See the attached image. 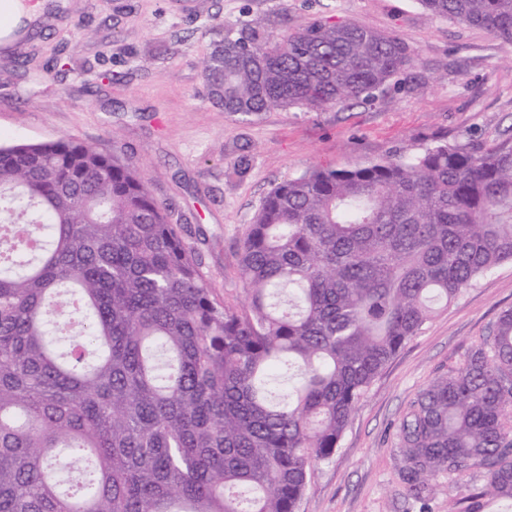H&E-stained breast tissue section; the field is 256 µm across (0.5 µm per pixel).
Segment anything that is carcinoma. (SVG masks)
<instances>
[{"instance_id":"cac0c4a2","label":"carcinoma","mask_w":512,"mask_h":512,"mask_svg":"<svg viewBox=\"0 0 512 512\" xmlns=\"http://www.w3.org/2000/svg\"><path fill=\"white\" fill-rule=\"evenodd\" d=\"M512 40V0H418ZM413 61L394 34L323 18L216 43L226 112L375 101ZM512 262V140L445 141L273 187L240 245L247 305L217 300L128 161L76 137L0 144V512H296L389 360ZM431 512L512 502V308L397 427ZM440 482L438 494L431 505L432 512H448V503L455 512H460L466 505L464 500L470 489L482 485L483 479L478 473L468 471L451 480L446 477Z\"/></svg>"}]
</instances>
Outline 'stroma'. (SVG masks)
<instances>
[{
    "instance_id": "35a3bbf8",
    "label": "stroma",
    "mask_w": 512,
    "mask_h": 512,
    "mask_svg": "<svg viewBox=\"0 0 512 512\" xmlns=\"http://www.w3.org/2000/svg\"><path fill=\"white\" fill-rule=\"evenodd\" d=\"M33 41L0 46V143L73 136L129 158L173 212L220 301L240 307V240L266 194L316 166L351 169L435 138L489 147L512 136V41L433 17L418 0H55ZM394 33L411 66L375 102L244 117L209 98L214 42L322 18ZM29 61L27 73L14 64ZM512 307V263L464 289L387 363L297 512H418L398 470L397 425ZM479 474L442 480L432 512H462Z\"/></svg>"
}]
</instances>
